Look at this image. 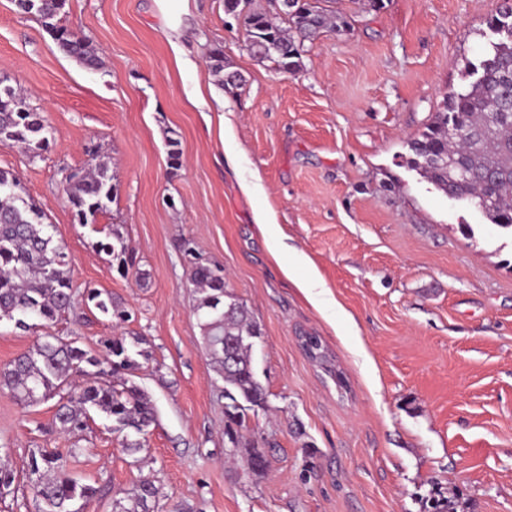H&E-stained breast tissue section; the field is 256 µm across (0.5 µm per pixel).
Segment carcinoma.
Returning <instances> with one entry per match:
<instances>
[{
	"label": "carcinoma",
	"mask_w": 512,
	"mask_h": 512,
	"mask_svg": "<svg viewBox=\"0 0 512 512\" xmlns=\"http://www.w3.org/2000/svg\"><path fill=\"white\" fill-rule=\"evenodd\" d=\"M20 10L36 16L54 36L59 49L87 66L99 65L90 42L60 25L65 0H16ZM278 20L253 10L244 23L252 54L269 60L278 70L301 68L303 44L323 31L350 27L346 15L320 6L319 0H277ZM489 30L512 27V5L504 4L487 20ZM218 84L234 92L238 79L224 78V52H209ZM49 126L10 85L0 84V146L18 147L35 158L50 146ZM407 163L450 199L478 202L486 220L512 230V36L487 42L482 57L466 67L464 83L448 90L442 110L433 114L425 130L407 143ZM108 162L91 155L85 174L65 177L63 192L82 225L95 223L115 200ZM45 213L26 195L20 179L0 170V320L25 330L46 327L66 316L75 304V290L62 248L54 244L52 225ZM100 250L112 256L117 269L127 275L135 259L119 228H110ZM191 280L198 294L196 314L205 347L217 373L224 379V435L234 433L239 446L247 412L266 406L267 392L257 377L249 337L261 336L246 308L225 289L224 268L194 259ZM95 307L123 320L127 313L112 296L102 298L97 289L86 291ZM106 356L89 354L59 336L45 335L9 365L0 368V388L24 404L59 397L56 422L61 432L80 437L92 414L112 419L115 430L126 432L123 447L130 453L143 449L145 435L155 420L151 397L127 379L122 371L139 369L125 338L105 342ZM90 369H85V366ZM90 381L78 392L65 391L75 373ZM30 486L38 512H81L96 494L68 472L67 459L44 448L33 450L28 461ZM158 487L142 480L113 501L112 512H154ZM458 498H434L427 512H458Z\"/></svg>",
	"instance_id": "1"
}]
</instances>
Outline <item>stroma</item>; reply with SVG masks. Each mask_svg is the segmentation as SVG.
Returning a JSON list of instances; mask_svg holds the SVG:
<instances>
[{
	"mask_svg": "<svg viewBox=\"0 0 512 512\" xmlns=\"http://www.w3.org/2000/svg\"><path fill=\"white\" fill-rule=\"evenodd\" d=\"M384 3L368 12L360 0H322L351 28L305 42L302 68L286 73L250 53L224 0H187L182 67L152 0H66L63 23L97 49L94 68L0 0V79L52 131L36 158L0 146V170L53 224L74 287L108 292L128 313L121 322L81 300L53 331L97 356L106 339L142 337L133 381L156 410L130 456L111 420L95 416L78 440L54 429L55 400L25 406L0 389V461L16 475L0 512H35L26 495L35 448L68 455L70 475L96 488L86 512H112L143 479L159 489L155 512H423L425 496L451 491L466 512H512V237L404 162L406 141L480 58L503 0ZM216 46L225 74L242 78L234 94L216 83ZM205 82L212 94L194 106ZM94 153L110 158L119 191L83 226L62 180ZM255 174L261 192L243 195L240 180ZM260 208L274 213L269 230L253 222ZM113 224L142 278L121 276L98 250ZM296 252L321 302L288 279ZM193 255L223 266L228 292L262 329L252 358L267 403L244 431L267 455L259 473L224 435V380L194 312ZM306 334L320 337L326 365L305 354Z\"/></svg>",
	"mask_w": 512,
	"mask_h": 512,
	"instance_id": "obj_1",
	"label": "stroma"
}]
</instances>
